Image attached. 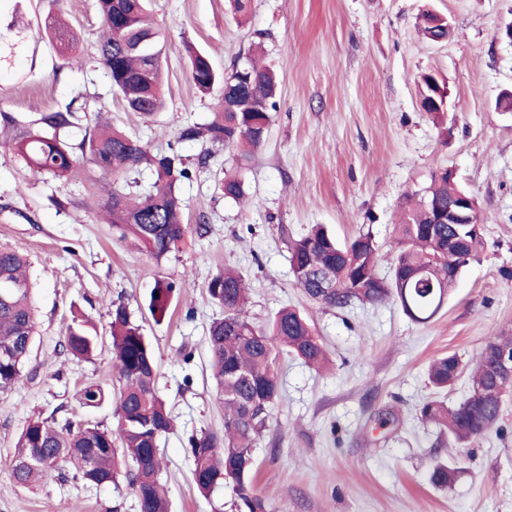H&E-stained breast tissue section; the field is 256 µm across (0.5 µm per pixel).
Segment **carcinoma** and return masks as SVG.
<instances>
[{"label": "carcinoma", "instance_id": "1", "mask_svg": "<svg viewBox=\"0 0 512 512\" xmlns=\"http://www.w3.org/2000/svg\"><path fill=\"white\" fill-rule=\"evenodd\" d=\"M103 34L98 43V60L111 86L122 97L126 109L151 116L164 107L160 93L159 35L151 21L148 0H96ZM433 14H422V33L435 43L448 40V29L432 25ZM40 30L57 53L71 59L79 38L70 25L49 12ZM26 48L23 32L8 26L0 31V66L10 65ZM190 75L196 88L209 93L224 75L210 59L190 48ZM278 82L268 69L250 60L247 72L225 89V99L234 110L217 102L213 119L202 127L189 126L180 132L183 140L204 138L213 145L239 147L243 156L259 148L276 109ZM90 123L77 144L59 138L60 131L81 119ZM38 123L52 131H24L15 138V152L28 167L30 177L40 181L50 175L67 179L81 169L101 192L97 206L106 223L132 237L153 258L160 260L179 248L187 226L182 224L183 201L178 183L189 178L182 159L175 154L149 153L144 144L100 115H87V107H65L45 112ZM153 168L157 179L153 190L136 196L122 185L124 175L142 164ZM224 197L235 202L245 199L244 183L238 174H227L220 182ZM472 196L461 187L452 172L440 169L430 187L415 203L406 207L400 222L393 225L397 252L392 275L377 273V244L371 232H360L342 245L320 225L292 240L288 262L296 284L317 303L344 308L356 301L380 304L398 302L417 323H427L441 310L461 272L480 259L485 250L482 224H432L430 215L460 195ZM456 258L448 260V253ZM26 256L19 250L0 246V392L12 388L23 377L27 358L37 334L33 283L28 276ZM151 314L163 318L174 286L156 281ZM208 294L222 315L209 327V351L216 395L224 406V431L202 433L189 438L194 461L193 481L205 494L226 480L235 483L243 512H268L265 500L252 489L253 448L266 430L267 421L280 397L277 360L284 355L319 368L327 351L316 336L308 317L292 307L280 308L262 328L249 316L246 277L224 269L211 279ZM110 323L114 365L118 373L115 429L66 422L59 427L48 419L29 421L17 439L9 461L14 480L33 485L47 474L70 463L91 485L114 482L126 468L137 497L139 512H168V500L160 483L163 459L158 442L173 427V418L155 390L154 348L142 326L131 320L126 306L112 303ZM97 330L83 316L68 326L63 348L74 357L89 358L97 348ZM512 354V336H494L480 349L469 370L467 389L461 399L447 405L438 400L425 402L421 420L448 434L454 445L469 444L497 429L505 396L512 392V375L498 372L492 356ZM461 372L454 355L435 359L429 366L431 384L437 389L452 386ZM78 400L97 407L112 393L97 384L82 387ZM452 471L447 465L434 466L430 480L448 486Z\"/></svg>", "mask_w": 512, "mask_h": 512}]
</instances>
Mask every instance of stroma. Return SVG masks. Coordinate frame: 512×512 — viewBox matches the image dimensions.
<instances>
[{
	"label": "stroma",
	"instance_id": "obj_1",
	"mask_svg": "<svg viewBox=\"0 0 512 512\" xmlns=\"http://www.w3.org/2000/svg\"><path fill=\"white\" fill-rule=\"evenodd\" d=\"M54 5L81 39L80 63L59 56L34 22ZM149 5L163 47L167 107L147 118L125 109L96 60L102 24L95 0H0V15L17 6L29 22L27 50L0 69V113L12 118L0 124V244L28 255L38 319L22 380L0 393V512H138L125 475L97 487L70 467L27 487L7 464L33 418L116 426L114 402L86 408L76 398L89 383L119 387L109 332L116 302L150 338L157 389L175 418L160 442L170 512H237L232 484L197 491L188 451L190 436L224 428L208 352L220 310L207 286L227 267L246 276L257 326L295 307L328 352L319 370L291 357L278 366L282 396L253 450L254 490L268 512H512V395L497 430L457 448L417 417L426 399L451 405L466 388L461 379L434 392L430 361L454 354L470 362L489 338L512 333V112L495 109L512 92V42L498 36L512 24V0H250L242 18L230 0ZM427 9L451 21L447 42L419 33ZM190 46L220 71L255 53L275 74L277 108L263 145L248 158L180 139L184 127L209 121L222 93L218 86L206 95L197 90ZM425 72L450 91L439 121L420 103ZM78 94L151 152H176L189 169L178 187L188 232L166 258L113 236L85 206L83 176L31 181L24 159L5 146ZM441 168L454 170L477 196L486 251L429 323L413 322L392 302L330 309L297 287L288 241L313 224L342 242L370 230L378 273L390 275L393 226ZM226 171L242 178L247 203L222 196ZM159 280L175 287L160 321L149 311ZM76 315L99 332L88 360L63 348ZM185 349L191 361H183ZM438 463L456 470L444 490L430 482Z\"/></svg>",
	"mask_w": 512,
	"mask_h": 512
}]
</instances>
